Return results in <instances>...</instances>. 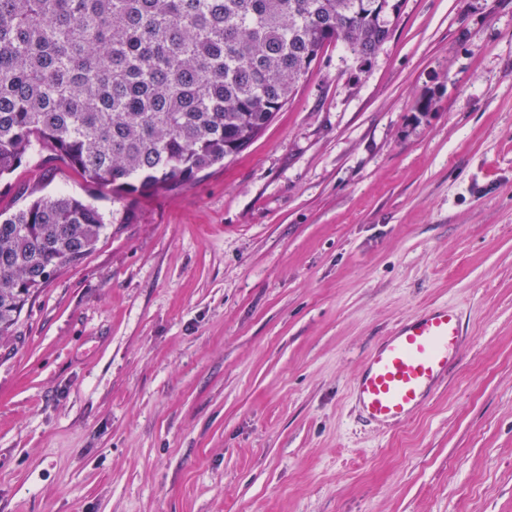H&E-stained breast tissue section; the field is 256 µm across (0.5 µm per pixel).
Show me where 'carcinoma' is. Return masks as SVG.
I'll list each match as a JSON object with an SVG mask.
<instances>
[{
    "instance_id": "1",
    "label": "carcinoma",
    "mask_w": 512,
    "mask_h": 512,
    "mask_svg": "<svg viewBox=\"0 0 512 512\" xmlns=\"http://www.w3.org/2000/svg\"><path fill=\"white\" fill-rule=\"evenodd\" d=\"M399 0H0V182L45 150L128 196L172 192L252 144L323 49L368 60ZM107 224L69 194L0 217V341Z\"/></svg>"
}]
</instances>
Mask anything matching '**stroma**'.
Listing matches in <instances>:
<instances>
[{
	"mask_svg": "<svg viewBox=\"0 0 512 512\" xmlns=\"http://www.w3.org/2000/svg\"><path fill=\"white\" fill-rule=\"evenodd\" d=\"M56 193L112 222L0 346V512H512V0H402L190 186L127 208L36 155L0 211ZM432 303L460 364L364 427L366 353Z\"/></svg>",
	"mask_w": 512,
	"mask_h": 512,
	"instance_id": "35a3bbf8",
	"label": "stroma"
}]
</instances>
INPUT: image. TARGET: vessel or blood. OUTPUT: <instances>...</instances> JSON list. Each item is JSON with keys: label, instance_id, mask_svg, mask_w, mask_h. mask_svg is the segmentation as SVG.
I'll return each mask as SVG.
<instances>
[{"label": "vessel or blood", "instance_id": "b4317fda", "mask_svg": "<svg viewBox=\"0 0 512 512\" xmlns=\"http://www.w3.org/2000/svg\"><path fill=\"white\" fill-rule=\"evenodd\" d=\"M469 343L460 309L447 303L400 321L368 354L351 386L361 420L378 429L409 420L457 366Z\"/></svg>", "mask_w": 512, "mask_h": 512}]
</instances>
